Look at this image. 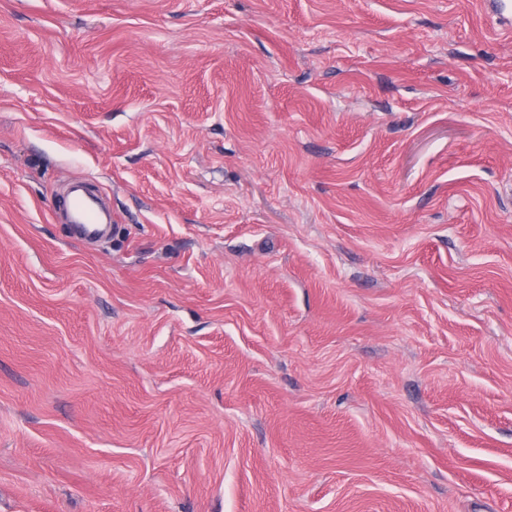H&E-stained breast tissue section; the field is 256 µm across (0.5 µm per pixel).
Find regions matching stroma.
<instances>
[{
  "mask_svg": "<svg viewBox=\"0 0 512 512\" xmlns=\"http://www.w3.org/2000/svg\"><path fill=\"white\" fill-rule=\"evenodd\" d=\"M0 512H512L477 0H0Z\"/></svg>",
  "mask_w": 512,
  "mask_h": 512,
  "instance_id": "1",
  "label": "stroma"
}]
</instances>
